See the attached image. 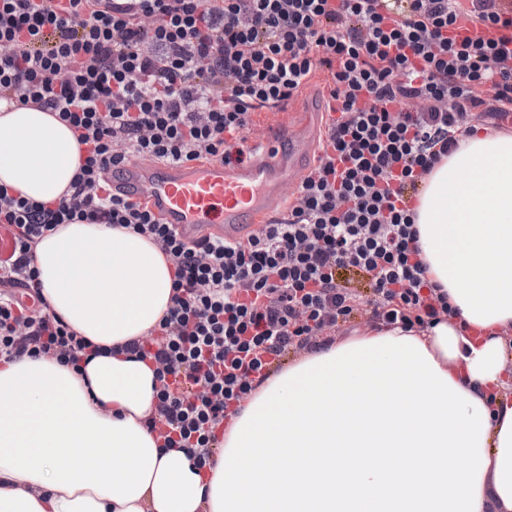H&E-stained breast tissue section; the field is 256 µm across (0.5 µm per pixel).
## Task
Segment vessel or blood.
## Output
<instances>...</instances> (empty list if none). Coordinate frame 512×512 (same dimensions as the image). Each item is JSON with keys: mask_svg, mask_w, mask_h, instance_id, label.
Segmentation results:
<instances>
[{"mask_svg": "<svg viewBox=\"0 0 512 512\" xmlns=\"http://www.w3.org/2000/svg\"><path fill=\"white\" fill-rule=\"evenodd\" d=\"M274 131L287 143L286 151L268 141L254 146L241 164L131 162L114 169L112 186L185 236L209 229L228 240H246L260 217L273 214L299 186L312 160L307 126L278 125Z\"/></svg>", "mask_w": 512, "mask_h": 512, "instance_id": "vessel-or-blood-1", "label": "vessel or blood"}]
</instances>
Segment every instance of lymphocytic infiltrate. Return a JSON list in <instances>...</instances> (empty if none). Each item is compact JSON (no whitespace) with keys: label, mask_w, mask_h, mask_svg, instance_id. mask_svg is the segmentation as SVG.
I'll use <instances>...</instances> for the list:
<instances>
[{"label":"lymphocytic infiltrate","mask_w":512,"mask_h":512,"mask_svg":"<svg viewBox=\"0 0 512 512\" xmlns=\"http://www.w3.org/2000/svg\"><path fill=\"white\" fill-rule=\"evenodd\" d=\"M470 25L501 39H451ZM327 76L325 132L286 213L246 241L188 238L113 194L112 168L242 162L256 117ZM0 100L56 112L85 160L68 197L0 188V358L95 351L51 314L33 246L60 224L146 236L176 265L173 304L128 352L156 366L149 425L200 470L219 425L288 355L356 317L427 328L455 313L426 279L413 199L482 121H512V0H0ZM368 294L341 284V272Z\"/></svg>","instance_id":"obj_1"}]
</instances>
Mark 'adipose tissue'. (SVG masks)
Segmentation results:
<instances>
[{
    "mask_svg": "<svg viewBox=\"0 0 512 512\" xmlns=\"http://www.w3.org/2000/svg\"><path fill=\"white\" fill-rule=\"evenodd\" d=\"M81 157L51 112L0 104V187L61 199ZM414 208L455 314L303 355L254 392L205 472L150 432L154 367L120 350L171 306L173 262L123 228L47 232L49 312L108 352L77 370L0 365V512H512V133L463 139Z\"/></svg>",
    "mask_w": 512,
    "mask_h": 512,
    "instance_id": "adipose-tissue-1",
    "label": "adipose tissue"
}]
</instances>
